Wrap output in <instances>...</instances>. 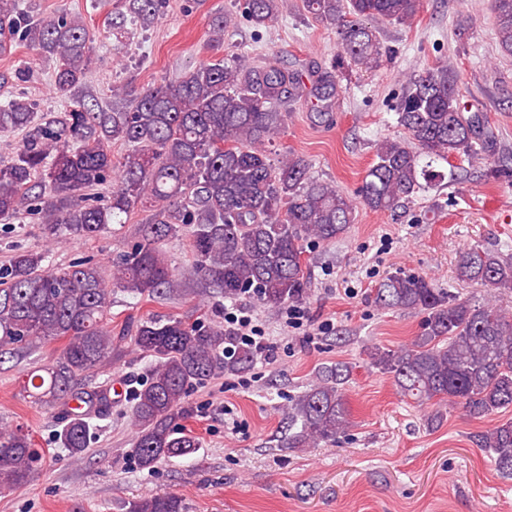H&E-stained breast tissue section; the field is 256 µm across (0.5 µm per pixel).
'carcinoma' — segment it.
<instances>
[{"label": "carcinoma", "instance_id": "obj_1", "mask_svg": "<svg viewBox=\"0 0 512 512\" xmlns=\"http://www.w3.org/2000/svg\"><path fill=\"white\" fill-rule=\"evenodd\" d=\"M165 0H120L122 21L160 16ZM281 0H243L242 16L255 28L272 22ZM500 51L512 56V0H490ZM423 0H303L316 21L337 29L341 53L319 72L311 88L297 71L268 64L248 67L234 55L202 62L180 77L144 89L109 112L74 100L86 79L95 35L78 16L58 12L30 18L18 0H0V35L53 61V93L67 103L58 116H37L23 97L0 103V138L22 131L12 161L0 167V221L26 209L41 216L45 237L102 238L131 215L153 207L139 240L112 262L104 277L97 266L76 261L64 268L46 250H18L0 267V359L26 344L65 340L56 361L30 372L25 392L40 405L68 407L80 399L89 411L70 413L59 439L73 457L88 448L92 418L109 414L112 402L101 386L78 393L74 380L112 363V294L134 298L174 294L182 281L164 249L189 232L193 274L228 300L246 295L267 309L298 304L308 296L304 245L330 242L354 221L357 203L312 175L311 162L293 151L268 149L288 113L284 99L316 100L328 113L337 94L336 69L380 67L390 53L367 22H410ZM237 16L211 20V48ZM458 76L446 62L408 78L397 103L405 137L377 144L357 196L365 207L392 212L432 183L454 172L451 160L490 152L481 135L483 115L460 111ZM126 146L112 155V145ZM450 165L449 171L439 165ZM111 184L108 200L89 191ZM456 276L492 291L512 290V257L473 246L459 254ZM387 307L423 314L421 332L397 348L375 347L370 364L392 376L400 392L419 405L462 406L474 419L512 409V315L495 305L462 300L413 274L389 275L377 289ZM140 354L150 359L147 381L133 392L136 427L133 456L151 469L161 461L192 455L198 438L179 426L193 414L190 390L206 381L248 370L255 351L232 345L234 329L221 322L187 323L170 316L149 318L130 329ZM347 368L319 371L316 381L288 406L290 448L336 441L349 426L343 385ZM499 474L512 478V421L483 432ZM40 453L28 433L0 426V489L32 482ZM125 512H186L173 493L125 503Z\"/></svg>", "mask_w": 512, "mask_h": 512}]
</instances>
